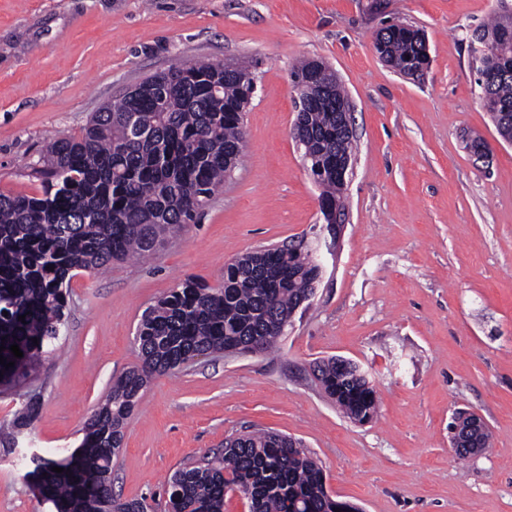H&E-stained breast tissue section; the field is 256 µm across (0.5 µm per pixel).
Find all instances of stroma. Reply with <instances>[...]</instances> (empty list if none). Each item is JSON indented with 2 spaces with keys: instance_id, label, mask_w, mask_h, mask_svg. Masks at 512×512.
Instances as JSON below:
<instances>
[{
  "instance_id": "obj_1",
  "label": "stroma",
  "mask_w": 512,
  "mask_h": 512,
  "mask_svg": "<svg viewBox=\"0 0 512 512\" xmlns=\"http://www.w3.org/2000/svg\"><path fill=\"white\" fill-rule=\"evenodd\" d=\"M512 0H0V192L41 191L49 140L171 64H251L246 151L196 222L146 260L77 272L55 355L0 392V427L30 398L16 446L0 442V512H50L23 480L25 455L57 458L114 377L137 361L145 310L185 279L217 286L255 249L312 239L319 189L292 137L291 71L320 59L344 87L358 149L345 224L311 305L279 351L217 354L143 390L126 422L112 488L163 512V484L225 438L274 431L302 441L327 486L360 512H512V144L498 135L472 64L474 29ZM421 29L422 76L387 66L385 24ZM482 135L484 157L466 149ZM341 357L377 391L375 419L347 418L314 378ZM483 417L486 451L458 459L455 412Z\"/></svg>"
}]
</instances>
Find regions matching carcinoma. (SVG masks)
<instances>
[{
    "mask_svg": "<svg viewBox=\"0 0 512 512\" xmlns=\"http://www.w3.org/2000/svg\"><path fill=\"white\" fill-rule=\"evenodd\" d=\"M506 28L512 29L511 14L477 27L472 53L476 71L488 76L479 88L496 131L512 141V42L499 41ZM375 49L401 73L428 59L425 37L411 25L381 28ZM247 70L237 64L226 71L221 61L175 63L94 113L80 136L52 139L41 158L40 195L0 192V338L6 347L0 354L14 363L9 369L0 364L1 386L18 384L55 351L74 272L151 254L223 188L244 155L241 114L254 94ZM307 77L294 139L320 197L334 207L344 185L329 171L330 157H354L353 137L336 135V104L348 96L320 61L303 60L291 72L296 85ZM316 269L313 249L284 244L237 257L217 287L187 279L162 297L138 327L139 363L112 381L77 447L33 462L28 486L38 488L54 512H147L145 501L112 492L113 460L140 392L153 377L202 355L273 349L312 293ZM13 344L23 357H14ZM313 374L348 418H374L376 391L357 364L329 358L315 363ZM36 416L31 401L11 433L31 428ZM233 491L249 512H359L328 492L307 449L268 431L227 439L224 452L185 464L164 484L167 512H224Z\"/></svg>",
    "mask_w": 512,
    "mask_h": 512,
    "instance_id": "1",
    "label": "carcinoma"
}]
</instances>
